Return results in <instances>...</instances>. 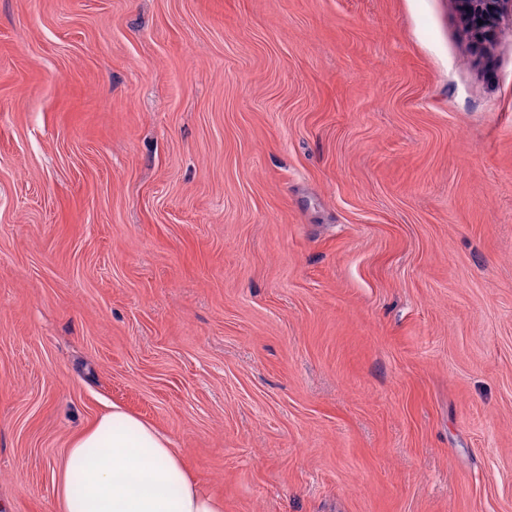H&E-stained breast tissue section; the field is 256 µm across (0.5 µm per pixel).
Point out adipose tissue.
I'll return each instance as SVG.
<instances>
[{"instance_id": "adipose-tissue-1", "label": "adipose tissue", "mask_w": 512, "mask_h": 512, "mask_svg": "<svg viewBox=\"0 0 512 512\" xmlns=\"http://www.w3.org/2000/svg\"><path fill=\"white\" fill-rule=\"evenodd\" d=\"M51 477L59 512H224L168 435L117 406L71 442Z\"/></svg>"}]
</instances>
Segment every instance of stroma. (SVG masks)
I'll use <instances>...</instances> for the list:
<instances>
[{
  "label": "stroma",
  "mask_w": 512,
  "mask_h": 512,
  "mask_svg": "<svg viewBox=\"0 0 512 512\" xmlns=\"http://www.w3.org/2000/svg\"><path fill=\"white\" fill-rule=\"evenodd\" d=\"M115 404L224 512H512V23L0 0V512Z\"/></svg>",
  "instance_id": "stroma-1"
}]
</instances>
